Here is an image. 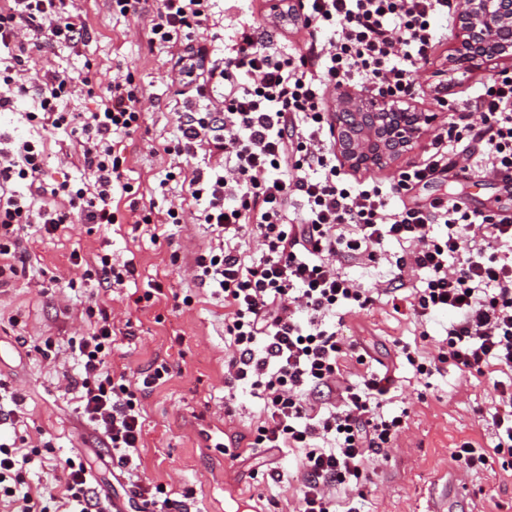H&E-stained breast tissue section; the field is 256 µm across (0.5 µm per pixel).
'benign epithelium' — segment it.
Returning a JSON list of instances; mask_svg holds the SVG:
<instances>
[{
	"label": "benign epithelium",
	"instance_id": "benign-epithelium-1",
	"mask_svg": "<svg viewBox=\"0 0 512 512\" xmlns=\"http://www.w3.org/2000/svg\"><path fill=\"white\" fill-rule=\"evenodd\" d=\"M457 19V43L443 76L492 61L512 62V0H463ZM332 99L336 154L354 172L393 169L439 116L367 86L340 85Z\"/></svg>",
	"mask_w": 512,
	"mask_h": 512
}]
</instances>
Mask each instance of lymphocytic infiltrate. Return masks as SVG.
Listing matches in <instances>:
<instances>
[{
  "label": "lymphocytic infiltrate",
  "mask_w": 512,
  "mask_h": 512,
  "mask_svg": "<svg viewBox=\"0 0 512 512\" xmlns=\"http://www.w3.org/2000/svg\"><path fill=\"white\" fill-rule=\"evenodd\" d=\"M461 0H301L303 25L331 30L327 47L310 56L271 48L258 26L243 22L224 48L223 63L210 61L195 38L210 19L209 0H159L150 20L151 44L172 49L173 82L192 92L178 114L177 134L163 151L204 155L183 181L204 207L197 223L216 241L188 262L192 279L222 297L224 335L232 352L224 359V410L233 413L237 386L263 402L253 447L299 448L302 512H337L336 489L362 486L375 454L405 426L379 408L392 379L369 374L342 385L343 363L353 344L330 318L343 305L365 310L376 291L344 275L353 260L374 261L385 240L403 248L393 282L421 273L409 309L419 325L452 314L448 342L422 359L403 348L418 375L451 364L460 373L485 375L492 366L512 370V212L473 211L460 201L435 197L426 207L391 208V195L433 180L448 169L512 181V71L495 73L474 112L433 135L423 163L402 170L396 181H351L341 175L327 133L325 95L330 85L365 84L394 95L411 90V73L428 61L444 33L435 19L453 22ZM70 0H0V49L12 63L0 70V112L11 110L27 86L19 74L32 50L51 43L78 44L88 37ZM246 82H239V75ZM75 88L56 69L43 71L38 109L27 121L70 129L74 152L90 170V183H46L38 143L0 137V277L28 276L30 257L21 249L29 228L51 235L72 221L121 224L115 195L128 192L126 158L115 135L140 126V91L131 77L113 80L94 110L64 112L61 100ZM207 98L205 109L194 100ZM25 192H17L16 182ZM299 197L300 213L288 202ZM354 225L355 236L342 233ZM250 234L262 247L247 262L234 239ZM89 332L71 346L79 373L65 376L78 394V412L112 449V466L136 470L143 446L141 394L164 382L166 364L150 366L138 381L114 371L115 325L106 309L86 308ZM491 415L497 442L490 451L463 446L454 456L484 466L512 456V378L494 380ZM25 437L0 440V502L17 512H99L95 480L74 459L61 465L64 494L33 496L22 474L32 461Z\"/></svg>",
  "instance_id": "1"
}]
</instances>
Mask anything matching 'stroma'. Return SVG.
<instances>
[{
	"instance_id": "1",
	"label": "stroma",
	"mask_w": 512,
	"mask_h": 512,
	"mask_svg": "<svg viewBox=\"0 0 512 512\" xmlns=\"http://www.w3.org/2000/svg\"><path fill=\"white\" fill-rule=\"evenodd\" d=\"M73 5L89 24L88 39L75 47L53 45L33 52L26 66L28 86L36 87L48 68L64 71L78 85L90 81L97 92L116 73H131L142 90V123L135 133L117 137L126 158L125 180L136 193L151 192L156 210L180 204L186 212L196 211L197 203L187 199L181 187L177 160L159 150L176 133L183 98L171 82V49L148 42L154 0H148L147 15L138 18L113 14L108 0H74ZM266 7L265 0H213L211 24L203 33L210 57L223 58L224 43L238 23L264 22ZM454 45V36L445 37L414 73L411 94L420 106L435 107L433 73ZM35 105L31 92L17 100L14 111L0 112V133L43 145L46 183L91 179L81 165L61 162L71 148L69 130L42 129L24 120V113ZM447 195L462 198L473 210L512 209V185L477 173L465 180L452 171L392 195L391 205L422 207ZM169 232V238L155 241L144 224L77 222L55 235L26 239L35 277L0 289V395L22 394L26 421L14 425L0 415V434L24 435L36 445L41 430L52 433V453L35 458L27 470L33 495L56 487L57 464L70 457L91 465L100 489L125 500V512H141L140 502L129 498L127 476L112 470L111 449L81 424L75 399L57 383L63 371L76 369L64 346L69 338L85 333L84 309L95 302L112 313L117 327L128 330L112 346L115 370L135 378L155 360L166 361L172 369L171 378L142 399L147 417L138 475L164 486L169 498L168 505L154 512H300L298 451L272 456L259 448L237 460L224 453L225 447L246 445L262 402L249 390H240L235 414L225 415L224 304L210 289L195 287L185 262L210 241L212 232L207 225L190 222ZM74 252L89 260L108 254L113 262H132L139 276L110 291L68 289V281L80 280L84 273L70 261ZM151 278L161 283L164 300L133 304L131 293L145 291ZM186 295L191 298L187 305L182 302ZM449 320V314L442 313L419 329L409 311L394 310L385 295L369 309L342 316L341 334L355 339L368 354L363 366L347 360V379L368 370L390 376L394 387L380 411L405 415L407 423L375 456L362 487V512H449L452 478L467 488L473 512H512V457L471 470L453 456L466 442L485 450L496 442L493 426L479 415L495 400L493 374L469 377L446 365L422 379L401 354L406 345L435 356L446 342ZM48 338L60 347L57 358H46L40 351Z\"/></svg>"
}]
</instances>
